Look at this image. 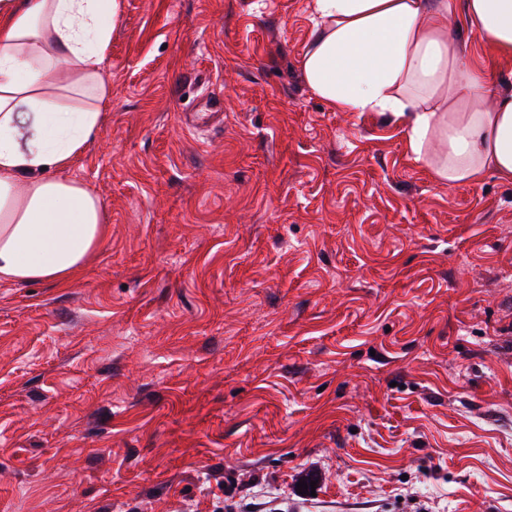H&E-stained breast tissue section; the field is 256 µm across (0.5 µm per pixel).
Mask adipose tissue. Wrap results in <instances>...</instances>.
Masks as SVG:
<instances>
[{"mask_svg": "<svg viewBox=\"0 0 512 512\" xmlns=\"http://www.w3.org/2000/svg\"><path fill=\"white\" fill-rule=\"evenodd\" d=\"M316 97L403 123L443 185L512 183V94L455 53L451 0H313ZM120 0H0V282L63 283L104 240L103 204L66 172L97 133ZM464 28L512 56V0H466ZM89 106H62L65 98Z\"/></svg>", "mask_w": 512, "mask_h": 512, "instance_id": "1", "label": "adipose tissue"}]
</instances>
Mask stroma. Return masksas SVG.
Returning <instances> with one entry per match:
<instances>
[{
  "label": "stroma",
  "instance_id": "stroma-1",
  "mask_svg": "<svg viewBox=\"0 0 512 512\" xmlns=\"http://www.w3.org/2000/svg\"><path fill=\"white\" fill-rule=\"evenodd\" d=\"M314 27L121 0L67 172L104 240L0 283V512H512V184L443 186L403 125L318 99Z\"/></svg>",
  "mask_w": 512,
  "mask_h": 512
}]
</instances>
